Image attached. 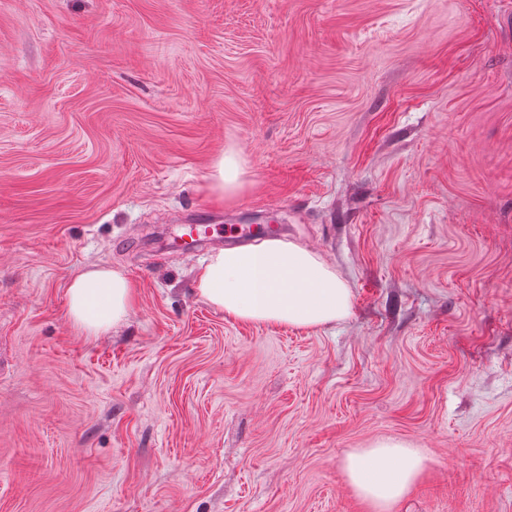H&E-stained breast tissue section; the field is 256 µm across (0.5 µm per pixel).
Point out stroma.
<instances>
[{
	"mask_svg": "<svg viewBox=\"0 0 512 512\" xmlns=\"http://www.w3.org/2000/svg\"><path fill=\"white\" fill-rule=\"evenodd\" d=\"M196 210L350 316L225 319ZM93 263L137 290L104 336ZM386 438L427 457L386 512H512V0H0V512H369L342 463ZM245 160L234 151L224 152L213 164L209 178L210 190L219 198L230 195L240 185ZM67 301L71 320L91 336H100L129 320L136 291L125 269L91 264L70 279Z\"/></svg>",
	"mask_w": 512,
	"mask_h": 512,
	"instance_id": "35a3bbf8",
	"label": "stroma"
}]
</instances>
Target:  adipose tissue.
Returning a JSON list of instances; mask_svg holds the SVG:
<instances>
[{
	"mask_svg": "<svg viewBox=\"0 0 512 512\" xmlns=\"http://www.w3.org/2000/svg\"><path fill=\"white\" fill-rule=\"evenodd\" d=\"M195 291L225 318L245 324L318 330L346 319L348 283L311 248L283 239L219 249L195 271ZM136 303L132 280L121 267L91 264L67 287V313L99 336L126 323ZM425 465L420 449L379 441L347 454L344 470L372 512H385L417 481Z\"/></svg>",
	"mask_w": 512,
	"mask_h": 512,
	"instance_id": "ef3b65f1",
	"label": "adipose tissue"
}]
</instances>
